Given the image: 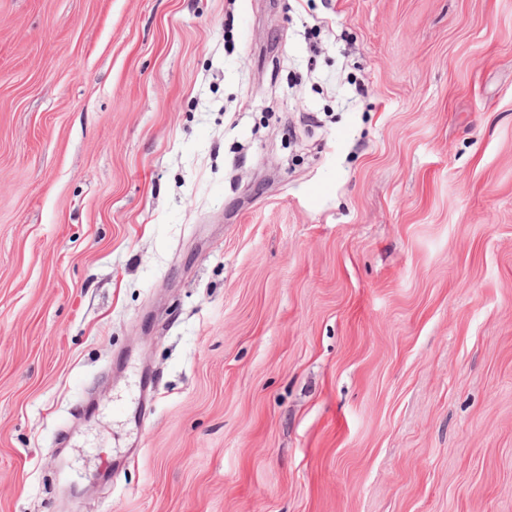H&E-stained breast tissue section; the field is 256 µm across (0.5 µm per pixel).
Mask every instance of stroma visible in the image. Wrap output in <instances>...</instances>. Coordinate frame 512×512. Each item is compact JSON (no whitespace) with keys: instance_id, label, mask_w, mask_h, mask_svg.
<instances>
[{"instance_id":"35a3bbf8","label":"stroma","mask_w":512,"mask_h":512,"mask_svg":"<svg viewBox=\"0 0 512 512\" xmlns=\"http://www.w3.org/2000/svg\"><path fill=\"white\" fill-rule=\"evenodd\" d=\"M0 512H512V0H0Z\"/></svg>"}]
</instances>
